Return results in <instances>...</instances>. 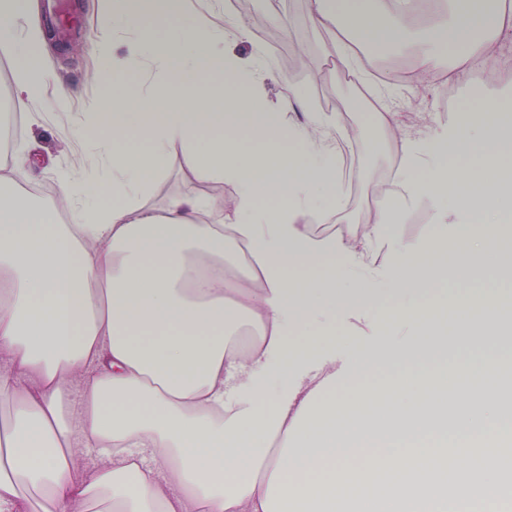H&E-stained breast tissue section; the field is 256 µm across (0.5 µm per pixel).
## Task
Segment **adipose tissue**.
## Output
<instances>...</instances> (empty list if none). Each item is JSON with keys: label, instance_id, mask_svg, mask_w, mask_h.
Returning <instances> with one entry per match:
<instances>
[{"label": "adipose tissue", "instance_id": "adipose-tissue-1", "mask_svg": "<svg viewBox=\"0 0 512 512\" xmlns=\"http://www.w3.org/2000/svg\"><path fill=\"white\" fill-rule=\"evenodd\" d=\"M187 5L99 0L103 23L139 34L113 61V79L149 62L177 89L110 95V121L88 122L85 150L110 166L100 199L84 200L86 170L73 166L57 172L58 205L22 192L31 176L22 143L0 176V404L10 410L0 425V512H34L41 499L52 512H442L439 454L450 445L466 476L458 495H484L506 462L464 447L500 426V387L415 399L436 383L429 362L449 337L485 343L496 333L506 297L470 298L474 316L451 327L424 295L435 274L467 288L502 268L511 231L488 222L485 204L512 192V147L495 132L457 139L441 130L424 154L400 113L378 109L400 166L374 192L402 206L426 188L465 198L467 229L449 247L448 212H436L427 240L450 255L440 268L425 261L424 242L392 234L384 207L342 233H315L312 224L336 223L342 205L338 123L308 110L303 84L260 103L272 64L224 47L225 35L248 39L247 25H184ZM309 17L318 28L349 18L356 40L336 44L346 65L354 44L402 46L411 31L396 0H310ZM49 37L32 0H0V56L16 66L17 110L51 77ZM510 37L505 0L491 16L484 0L466 11L448 0L414 70L491 82L496 44ZM290 108L303 121L285 118ZM202 141L196 178L232 182L235 196L139 206L171 144ZM288 158L300 175L282 169ZM62 204L70 223L58 219ZM228 262L245 263V275L227 274ZM383 275L404 298L400 309L378 293ZM324 306L360 322L379 316L385 333L349 337L345 357L296 340Z\"/></svg>", "mask_w": 512, "mask_h": 512}]
</instances>
